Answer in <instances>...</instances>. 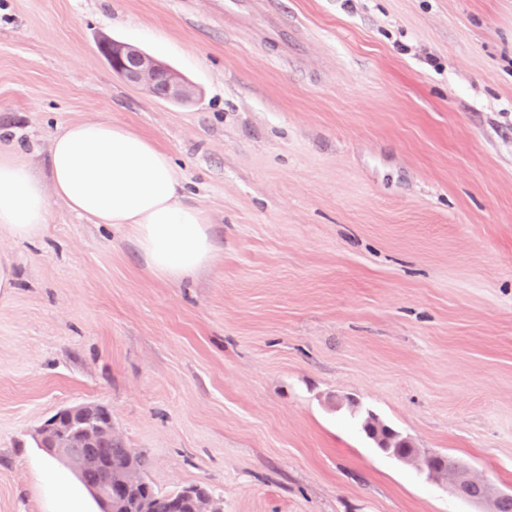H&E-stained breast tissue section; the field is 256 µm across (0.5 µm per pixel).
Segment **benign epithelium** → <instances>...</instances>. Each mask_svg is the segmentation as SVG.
<instances>
[{"label": "benign epithelium", "mask_w": 512, "mask_h": 512, "mask_svg": "<svg viewBox=\"0 0 512 512\" xmlns=\"http://www.w3.org/2000/svg\"><path fill=\"white\" fill-rule=\"evenodd\" d=\"M101 50L110 60L112 70L124 80L144 86L152 95L172 101H187L191 90L186 80L174 69L143 52L136 46L105 40ZM368 436L389 456L405 463H415L435 481L451 488L457 496L480 502L489 493L488 486L471 479L457 465L447 466L444 461L431 455H421L411 441L392 430L378 418L371 416L365 421ZM114 435L112 414L94 403L79 404L57 411L38 430L39 446L50 456L66 460L76 470L101 469L104 478L91 486L92 491L103 505L102 512H124L126 505L114 496L113 485L125 489H136L145 484L140 467V455L125 449V456L117 467L98 457L80 452L104 436ZM182 495L193 500L195 512H216L219 508L215 499L205 496L197 498L195 490L186 487Z\"/></svg>", "instance_id": "1"}]
</instances>
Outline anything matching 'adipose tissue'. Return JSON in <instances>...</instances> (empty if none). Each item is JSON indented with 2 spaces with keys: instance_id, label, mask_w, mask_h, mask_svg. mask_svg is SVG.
Listing matches in <instances>:
<instances>
[{
  "instance_id": "obj_1",
  "label": "adipose tissue",
  "mask_w": 512,
  "mask_h": 512,
  "mask_svg": "<svg viewBox=\"0 0 512 512\" xmlns=\"http://www.w3.org/2000/svg\"><path fill=\"white\" fill-rule=\"evenodd\" d=\"M48 169L41 180L22 151L0 143V231L11 239L42 233L52 194L78 216L129 236L165 279L183 280L215 259L211 219L186 202L171 156L129 127L102 118L59 129Z\"/></svg>"
}]
</instances>
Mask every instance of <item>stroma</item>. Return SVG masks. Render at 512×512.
I'll return each instance as SVG.
<instances>
[{
    "label": "stroma",
    "mask_w": 512,
    "mask_h": 512,
    "mask_svg": "<svg viewBox=\"0 0 512 512\" xmlns=\"http://www.w3.org/2000/svg\"><path fill=\"white\" fill-rule=\"evenodd\" d=\"M224 2L0 0V142L41 174L59 127L111 117L171 153L217 248L172 282L52 195L37 238L0 234V512H98L34 441L80 403L224 512H492L358 423L512 492V0ZM101 50L116 74L130 83L144 86L152 95L172 101L191 98L192 92L186 80L177 71L136 46L105 40Z\"/></svg>",
    "instance_id": "stroma-1"
}]
</instances>
